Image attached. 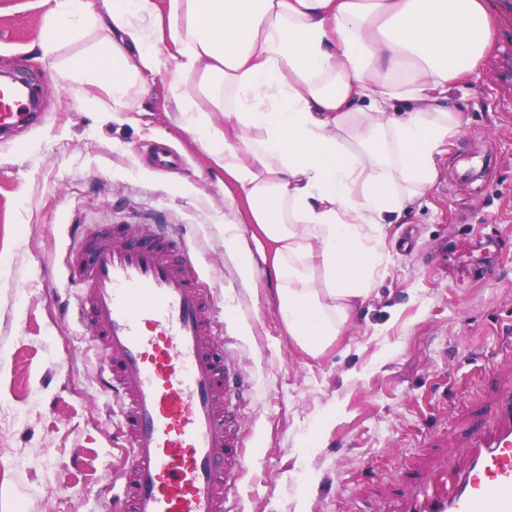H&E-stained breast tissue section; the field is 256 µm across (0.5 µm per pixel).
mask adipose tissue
I'll return each mask as SVG.
<instances>
[{
    "label": "adipose tissue",
    "instance_id": "1",
    "mask_svg": "<svg viewBox=\"0 0 512 512\" xmlns=\"http://www.w3.org/2000/svg\"><path fill=\"white\" fill-rule=\"evenodd\" d=\"M110 20L69 72L119 108L142 74L167 75L181 129L263 237L244 269L271 254L288 332L319 355L367 298L384 225L432 188L465 123L448 93L495 45L486 0H112ZM96 22L91 0H52L42 53Z\"/></svg>",
    "mask_w": 512,
    "mask_h": 512
}]
</instances>
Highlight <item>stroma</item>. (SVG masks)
<instances>
[{
    "label": "stroma",
    "instance_id": "stroma-1",
    "mask_svg": "<svg viewBox=\"0 0 512 512\" xmlns=\"http://www.w3.org/2000/svg\"><path fill=\"white\" fill-rule=\"evenodd\" d=\"M42 0H0V72L40 92V117L0 142V512H105L131 458L116 405L99 386L89 330L62 319L76 224H170L188 244L246 376V465L232 512H401L417 484L465 462L512 390V107L493 50L482 79L451 95L467 122L438 156L420 205L387 225L368 298L318 356L290 336L278 282L252 273L241 248L256 225L224 201V176L176 124L166 78L114 111L65 62L107 36L99 28L49 59L38 45ZM164 142L183 159L150 166Z\"/></svg>",
    "mask_w": 512,
    "mask_h": 512
}]
</instances>
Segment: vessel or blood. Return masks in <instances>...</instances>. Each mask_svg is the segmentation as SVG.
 I'll return each instance as SVG.
<instances>
[{
	"label": "vessel or blood",
	"mask_w": 512,
	"mask_h": 512,
	"mask_svg": "<svg viewBox=\"0 0 512 512\" xmlns=\"http://www.w3.org/2000/svg\"><path fill=\"white\" fill-rule=\"evenodd\" d=\"M38 93L0 80V132L27 125ZM67 281L106 360L101 385L119 401L131 465L120 476L124 512H224L246 462L244 388L210 296L169 225L74 227ZM407 512H512V397L494 429L476 431L468 465Z\"/></svg>",
	"instance_id": "1"
}]
</instances>
